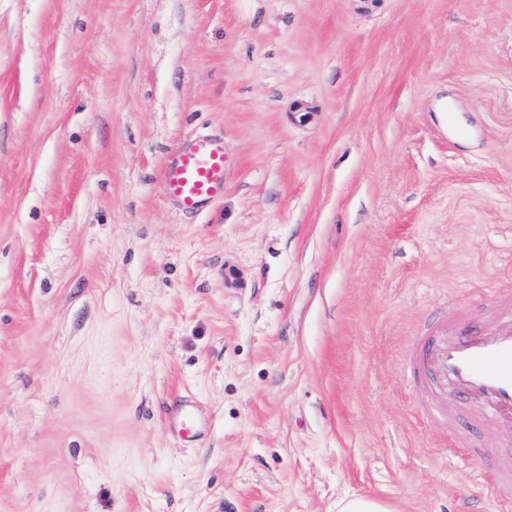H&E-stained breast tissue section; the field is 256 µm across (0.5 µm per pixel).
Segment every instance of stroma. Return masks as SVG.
Segmentation results:
<instances>
[{
	"mask_svg": "<svg viewBox=\"0 0 512 512\" xmlns=\"http://www.w3.org/2000/svg\"><path fill=\"white\" fill-rule=\"evenodd\" d=\"M505 291L512 0H0V512H512L405 370ZM224 141L199 134L178 143L162 172L165 197L183 213H202L224 195ZM176 419L180 420L184 431L192 433L201 426V417L196 406L188 400L176 399L173 406ZM336 512H393L382 502L366 497H353L342 500Z\"/></svg>",
	"mask_w": 512,
	"mask_h": 512,
	"instance_id": "stroma-1",
	"label": "stroma"
}]
</instances>
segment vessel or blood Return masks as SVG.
I'll use <instances>...</instances> for the list:
<instances>
[{"label": "vessel or blood", "instance_id": "1", "mask_svg": "<svg viewBox=\"0 0 512 512\" xmlns=\"http://www.w3.org/2000/svg\"><path fill=\"white\" fill-rule=\"evenodd\" d=\"M225 156L221 139L199 134L178 143L162 172L165 197L184 213H200L224 194ZM408 376L484 399L487 418L512 414V322L484 336L448 337L446 329L426 335L409 359ZM173 413L183 429L201 426L196 406L175 400Z\"/></svg>", "mask_w": 512, "mask_h": 512}]
</instances>
